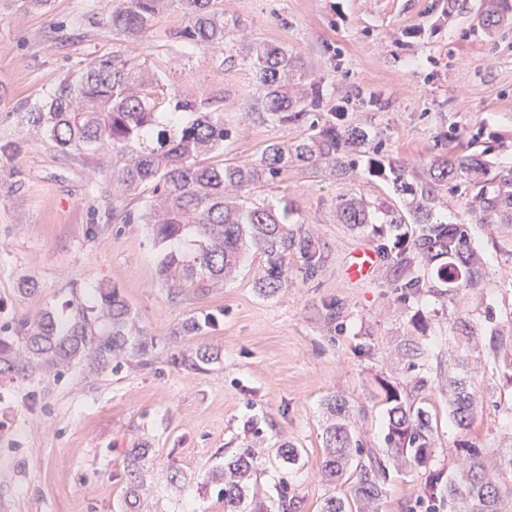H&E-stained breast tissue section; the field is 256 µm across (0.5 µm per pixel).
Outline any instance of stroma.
<instances>
[{
    "label": "stroma",
    "instance_id": "stroma-1",
    "mask_svg": "<svg viewBox=\"0 0 512 512\" xmlns=\"http://www.w3.org/2000/svg\"><path fill=\"white\" fill-rule=\"evenodd\" d=\"M119 0H0V315L61 311L75 289L119 288L137 333L152 337V363L126 362L100 374L76 363L58 380L0 379V512H119L128 485L127 452L148 445L152 475L137 512H224L213 467L258 442L256 485L272 512H320L334 494L321 476L326 401L344 396L350 426L370 448L384 445L385 386L411 389L428 370L426 405L438 428L432 467H447L459 437L448 417L449 339L468 323L475 337L512 322V224H481L456 194L450 223L469 225L483 259L484 286L467 306L433 293L402 301L377 267L364 283L345 277L351 252L373 247L367 232L338 223L340 196L396 203L383 180L358 173L292 167L257 197L286 198L297 221L310 225L325 254L312 281L293 276L271 297L254 281L265 259L249 251L220 288L167 287L158 277L162 250L146 225L98 224L102 192H89L90 172L62 156L26 124V106L49 86L106 52L120 51L164 73L179 90H207L222 100L226 161L245 164L296 130L263 124L251 114L252 73L243 46L288 49L303 86L344 104L371 134V146L421 168L448 153L447 135L467 143L481 132L496 165L512 168V24L489 32L478 22L480 0L445 14L437 0H223V55L184 59L170 42L183 26L176 8L160 12L140 37L88 21ZM30 276L37 293L20 294ZM336 325L326 327L328 305ZM216 318L199 336H176L183 322ZM217 360L185 367L200 350ZM467 372L478 413L472 436L489 461L512 448V384L486 349L472 351ZM301 450L283 467L282 445ZM424 467L393 474L385 512H400L423 486ZM286 494H279V487Z\"/></svg>",
    "mask_w": 512,
    "mask_h": 512
}]
</instances>
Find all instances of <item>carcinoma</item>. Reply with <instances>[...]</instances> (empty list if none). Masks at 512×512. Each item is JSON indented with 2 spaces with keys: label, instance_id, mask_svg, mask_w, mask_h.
<instances>
[{
  "label": "carcinoma",
  "instance_id": "obj_1",
  "mask_svg": "<svg viewBox=\"0 0 512 512\" xmlns=\"http://www.w3.org/2000/svg\"><path fill=\"white\" fill-rule=\"evenodd\" d=\"M481 25L490 30L512 20V0H483ZM165 7H176L185 22L168 39L191 50L212 54L224 50L222 0H122L95 20L99 26L131 36L149 32ZM242 65L253 74L259 96L253 104L263 122L294 127L300 136L269 143L249 164L224 162V110L216 96L199 90L184 93L169 87L166 78L149 74L142 65L112 52L91 60L49 88L25 112L26 123L40 131L51 147L84 162L101 176L106 204L98 212L101 224H147L155 243L165 252L160 276L172 288L183 282L218 287L235 277L250 249L266 258L264 272L254 282L262 296L288 287L296 271L314 280L325 255L311 229L292 224L294 205L286 198L271 204L253 197L293 166L327 169L350 176L359 158L366 157L368 175L392 184L403 201L398 209L345 195L336 210L337 221L356 229L375 227L377 252L389 287L403 299L428 292L458 297L480 285L482 257L466 224H448L437 215L440 198L462 191L466 208L483 224H512V168L505 170L474 150L479 137L444 159L417 170L392 161L377 150L367 152L368 133L348 119V113L326 107L319 94H297L289 76L297 57L272 46L250 47ZM194 236L193 250L180 243ZM96 305L75 293L63 320L51 310L33 317L0 320V376L60 377L75 360L95 370L116 369L130 357L145 361L152 341L132 333L130 308L119 289L93 291ZM215 318L194 317L174 332L197 335ZM490 350L506 381L512 384V330L494 328L489 336L459 350L457 360L468 363V350ZM385 448H364L350 432L349 402L340 395L327 399L330 423L324 431L322 473L330 485L346 493L325 498L322 512H381V500L395 463L425 465L433 457L435 428L423 399L409 398L396 388L385 394ZM449 417L459 430L456 457L465 461L461 479L448 480L444 470L429 471L424 487L405 512H512V448L499 452L497 479L486 472L484 449L469 439L477 402L468 377L448 376ZM145 448L130 449L129 487L125 506L133 507L146 480ZM258 465L252 447L224 461L211 479L224 484V512H267L265 502L251 489Z\"/></svg>",
  "mask_w": 512,
  "mask_h": 512
}]
</instances>
